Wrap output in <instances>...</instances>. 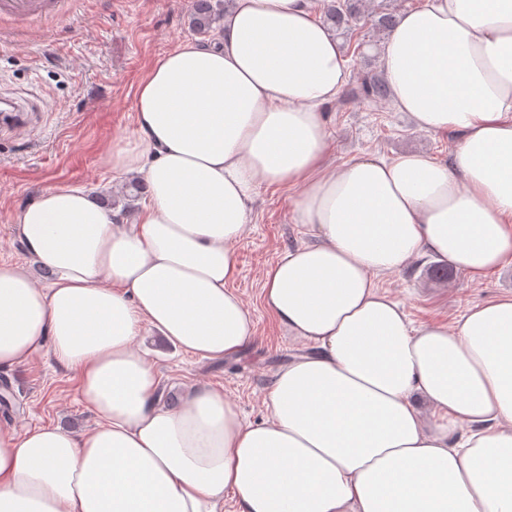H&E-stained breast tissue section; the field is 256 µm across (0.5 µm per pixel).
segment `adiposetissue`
Masks as SVG:
<instances>
[{
	"label": "adipose tissue",
	"mask_w": 512,
	"mask_h": 512,
	"mask_svg": "<svg viewBox=\"0 0 512 512\" xmlns=\"http://www.w3.org/2000/svg\"><path fill=\"white\" fill-rule=\"evenodd\" d=\"M315 0H232L140 81L131 141L103 167L145 186L136 220L77 187L12 217L37 285L0 264V371L50 347L95 423L0 420V512H512V297L455 327L413 325L378 279L429 254L473 277L512 264V0H424L382 51L392 106L453 132L420 153L327 164L321 112L347 60ZM302 192L313 239L272 263L262 300L305 344L267 417L201 386L175 410L137 346L236 356L254 336L231 284L258 190Z\"/></svg>",
	"instance_id": "obj_1"
}]
</instances>
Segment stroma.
I'll list each match as a JSON object with an SVG mask.
<instances>
[{"label": "stroma", "mask_w": 512, "mask_h": 512, "mask_svg": "<svg viewBox=\"0 0 512 512\" xmlns=\"http://www.w3.org/2000/svg\"><path fill=\"white\" fill-rule=\"evenodd\" d=\"M190 5L191 0H72L59 18L0 22V98L15 97L33 107L23 124L0 121V262L27 263L11 219L44 190L80 186L94 198L112 195V175L99 159L113 143L132 138L141 78L163 53L192 38ZM360 73V67H351L342 93L322 112L331 164L407 152L447 161L454 137L416 129L388 102L353 96ZM298 194L288 185L260 187L237 245L239 273L232 287L255 328L241 354L201 358L178 351L156 332L140 336L138 345L153 364L164 398L180 401L189 389L209 385L224 390L245 420L265 417L273 374L303 350L276 325L261 298L267 267L306 239L291 220ZM435 263L424 255L379 281L413 324L439 321L452 328L469 308L512 295V265L475 280L453 269L435 278ZM4 384L10 405L0 406V419L14 422L18 431L44 424L81 431L94 423L78 392L77 373L60 366L49 349L1 371Z\"/></svg>", "instance_id": "1"}]
</instances>
